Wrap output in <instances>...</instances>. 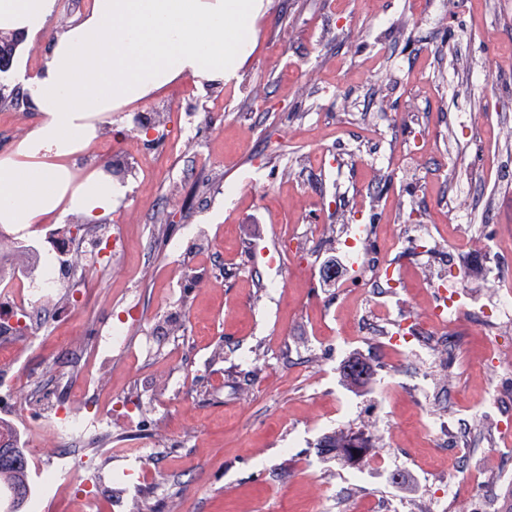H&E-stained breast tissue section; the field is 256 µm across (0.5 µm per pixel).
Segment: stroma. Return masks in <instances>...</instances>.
Here are the masks:
<instances>
[{"label":"stroma","mask_w":512,"mask_h":512,"mask_svg":"<svg viewBox=\"0 0 512 512\" xmlns=\"http://www.w3.org/2000/svg\"><path fill=\"white\" fill-rule=\"evenodd\" d=\"M87 0H57L47 33L24 42L30 64L77 21ZM251 53L228 83L177 79L153 91L159 131L135 123L140 102L103 121L78 158L107 169L122 155L125 199L91 233L111 240L96 262L51 252L54 215L17 233L0 226V291L37 288L38 311L0 349L14 405L0 406L41 487L59 428L46 392L94 408L97 439L56 482L51 512L139 500L143 512H468L472 493L503 501L493 424L454 442L429 426L512 398V322L485 331L461 311L439 326L438 288L492 308L488 254L512 265V0H262ZM0 109V156L38 122ZM367 224L372 257L356 276L325 279L344 259L348 225ZM427 226L434 249L402 248ZM201 236L198 252L172 241ZM58 276L43 282L46 259ZM395 266L385 298L372 282ZM426 330L422 352L389 351L391 321ZM123 326V346L97 358ZM495 336L497 364L485 361ZM84 361L60 365L61 350ZM371 363L347 386L342 363ZM452 389L425 400L424 386ZM339 429L373 437L375 457L348 464L317 442ZM99 473L109 493L87 487Z\"/></svg>","instance_id":"obj_1"}]
</instances>
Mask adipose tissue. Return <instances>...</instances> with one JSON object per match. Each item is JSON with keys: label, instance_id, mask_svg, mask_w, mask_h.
<instances>
[{"label": "adipose tissue", "instance_id": "obj_1", "mask_svg": "<svg viewBox=\"0 0 512 512\" xmlns=\"http://www.w3.org/2000/svg\"><path fill=\"white\" fill-rule=\"evenodd\" d=\"M57 0H0V30L44 33ZM260 0H89L81 20L55 34L45 59L18 56L13 74L40 116L0 157V224L24 232L47 216L98 224L126 187L111 174H78L74 156L113 112L163 85L227 82L255 35Z\"/></svg>", "mask_w": 512, "mask_h": 512}]
</instances>
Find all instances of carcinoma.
<instances>
[{
    "instance_id": "carcinoma-1",
    "label": "carcinoma",
    "mask_w": 512,
    "mask_h": 512,
    "mask_svg": "<svg viewBox=\"0 0 512 512\" xmlns=\"http://www.w3.org/2000/svg\"><path fill=\"white\" fill-rule=\"evenodd\" d=\"M320 447L336 453L347 461H356L373 451V445L358 435L339 431L327 436ZM0 492L10 502L7 512H26L32 497L26 450L17 437L0 422Z\"/></svg>"
}]
</instances>
